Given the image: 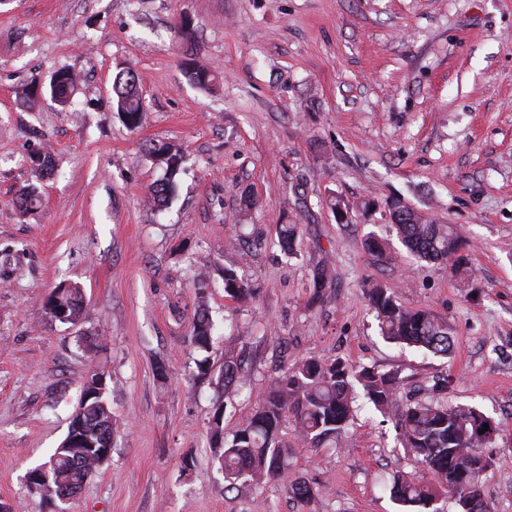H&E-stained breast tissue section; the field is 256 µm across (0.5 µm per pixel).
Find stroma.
<instances>
[{
	"instance_id": "stroma-1",
	"label": "stroma",
	"mask_w": 512,
	"mask_h": 512,
	"mask_svg": "<svg viewBox=\"0 0 512 512\" xmlns=\"http://www.w3.org/2000/svg\"><path fill=\"white\" fill-rule=\"evenodd\" d=\"M189 61L210 89L188 81ZM63 66L77 76L70 111L46 94L22 107L18 90ZM128 69L144 105L133 131L112 105ZM162 141L186 162L158 210L146 146ZM40 151L55 164L42 179ZM28 185L40 203L23 213ZM396 200L457 227L469 275L408 255L389 230ZM282 224L301 227L295 257L276 244ZM371 234L384 253L365 249ZM325 261L333 286L311 309ZM228 267L253 301L225 297ZM63 282L85 297L74 324L43 307ZM369 282L446 321L449 356L387 342ZM202 308L215 364L231 337L248 376L224 398L225 432L283 366L338 355L501 421L481 486L492 512H512V0H0V505L51 512L27 475L96 370L116 433L69 512H398L388 481L422 466L369 404L335 446L295 449L288 481L225 490L207 433L217 379L194 363ZM294 480L315 495L294 497ZM213 324L210 321L207 311L205 309H199V312L196 315V318L193 323V334L192 341L196 348L200 351L209 352V349L212 344L213 336H212ZM209 337V344H199L198 340H206Z\"/></svg>"
}]
</instances>
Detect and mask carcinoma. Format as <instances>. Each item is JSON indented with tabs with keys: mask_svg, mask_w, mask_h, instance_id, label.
Segmentation results:
<instances>
[{
	"mask_svg": "<svg viewBox=\"0 0 512 512\" xmlns=\"http://www.w3.org/2000/svg\"><path fill=\"white\" fill-rule=\"evenodd\" d=\"M185 74L200 88L212 82L210 71L187 64ZM57 83L50 85L52 98L65 108L73 94L76 76L69 67L57 69ZM113 105L131 129L139 127L143 105L139 78L132 70L116 75ZM149 155L164 167V177L148 190L149 201L157 208L168 205L176 190L175 176L185 162L181 148L171 143L154 144ZM35 177L42 178L53 169L48 153L33 160ZM390 230L408 252L419 259L444 260L450 270L466 271L463 240L451 224H438L411 208H389ZM299 231L297 224H283L279 229V245L294 254ZM333 275L328 264L319 265L313 275L314 293L319 300L325 289L332 287ZM224 293L237 301L253 296L249 283L233 268H224ZM368 297L382 336L389 342L425 349L435 355L451 352L448 325L430 311L410 308L388 289L373 285ZM83 305L79 288L62 284L55 288L44 306L64 308L69 322L78 321ZM213 324L207 311L199 310L193 323L192 341L205 352L198 359V374L208 376L212 364L209 344L201 341L212 337ZM219 377L223 390L243 381L236 347H224V362ZM402 380L395 372H380L357 366L341 357L321 359L309 357L283 370L254 407L251 415L232 435L224 433V404H219L209 421L208 435L216 449L224 472L226 487L237 483L260 485L267 481L288 480V456L295 448H319L333 441L345 430L356 411L357 389L364 398L394 424L402 447L423 466L426 479L398 473L393 476L390 494L404 512H444L437 506L443 494L454 499L457 512H491L480 490V477L490 467V459L480 449L492 442L500 430V422L475 407L450 406L439 401L402 400ZM292 424L293 442L283 434L285 423ZM489 430H484V426ZM114 435L112 412L105 395H95L87 403L80 427V443L73 448L61 443L48 460L54 469L57 486L66 491L77 490L97 470V449L108 447Z\"/></svg>",
	"mask_w": 512,
	"mask_h": 512,
	"instance_id": "1",
	"label": "carcinoma"
}]
</instances>
